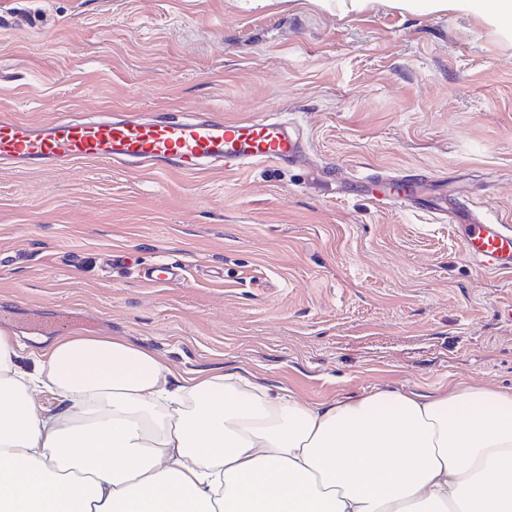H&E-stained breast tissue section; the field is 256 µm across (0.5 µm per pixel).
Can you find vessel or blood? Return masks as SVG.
<instances>
[{
	"mask_svg": "<svg viewBox=\"0 0 512 512\" xmlns=\"http://www.w3.org/2000/svg\"><path fill=\"white\" fill-rule=\"evenodd\" d=\"M302 156L298 131L269 117L243 120L196 117L142 119L129 114L90 121L58 119L43 125L0 117V161L18 168L75 161L131 163L157 170L199 174L238 171L261 162L297 161ZM373 207L414 206V183L404 175L375 173L353 181ZM461 247L465 257L488 273H512V234L461 208Z\"/></svg>",
	"mask_w": 512,
	"mask_h": 512,
	"instance_id": "1",
	"label": "vessel or blood"
}]
</instances>
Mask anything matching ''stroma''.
Returning a JSON list of instances; mask_svg holds the SVG:
<instances>
[{
    "mask_svg": "<svg viewBox=\"0 0 512 512\" xmlns=\"http://www.w3.org/2000/svg\"><path fill=\"white\" fill-rule=\"evenodd\" d=\"M275 117L305 161L187 176L81 161L0 169V328L32 317L180 373L243 368L304 401L465 381L512 389V274L455 225L346 181L420 170L512 225V27L393 0H0V114ZM184 266L173 284L147 275Z\"/></svg>",
    "mask_w": 512,
    "mask_h": 512,
    "instance_id": "1",
    "label": "stroma"
}]
</instances>
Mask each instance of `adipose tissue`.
<instances>
[{
    "label": "adipose tissue",
    "mask_w": 512,
    "mask_h": 512,
    "mask_svg": "<svg viewBox=\"0 0 512 512\" xmlns=\"http://www.w3.org/2000/svg\"><path fill=\"white\" fill-rule=\"evenodd\" d=\"M19 350L0 329V512H512L509 391L310 404L119 338Z\"/></svg>",
    "instance_id": "obj_1"
}]
</instances>
